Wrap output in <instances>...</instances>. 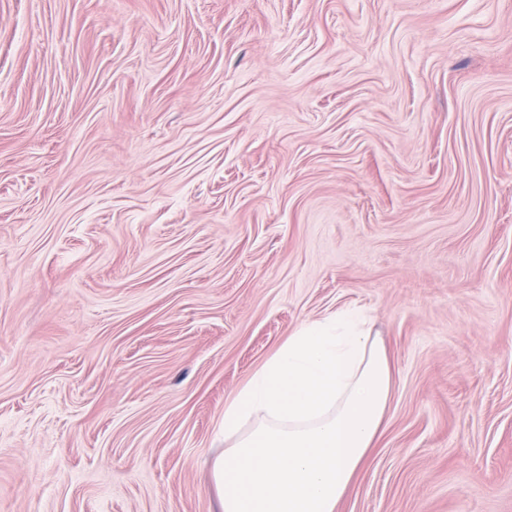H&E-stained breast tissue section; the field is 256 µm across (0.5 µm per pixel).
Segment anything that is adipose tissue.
Instances as JSON below:
<instances>
[{"label": "adipose tissue", "mask_w": 512, "mask_h": 512, "mask_svg": "<svg viewBox=\"0 0 512 512\" xmlns=\"http://www.w3.org/2000/svg\"><path fill=\"white\" fill-rule=\"evenodd\" d=\"M391 394L363 313L301 323L224 403L219 512H337L387 425Z\"/></svg>", "instance_id": "1"}]
</instances>
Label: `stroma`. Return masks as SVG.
I'll list each match as a JSON object with an SVG mask.
<instances>
[{
    "mask_svg": "<svg viewBox=\"0 0 512 512\" xmlns=\"http://www.w3.org/2000/svg\"><path fill=\"white\" fill-rule=\"evenodd\" d=\"M348 308L338 512H512V0H0V512H218L226 399Z\"/></svg>",
    "mask_w": 512,
    "mask_h": 512,
    "instance_id": "obj_1",
    "label": "stroma"
}]
</instances>
